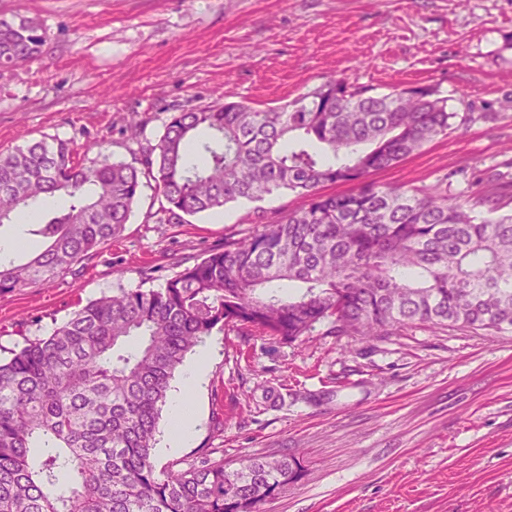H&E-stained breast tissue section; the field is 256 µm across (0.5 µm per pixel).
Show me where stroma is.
I'll return each mask as SVG.
<instances>
[{
  "instance_id": "1",
  "label": "stroma",
  "mask_w": 512,
  "mask_h": 512,
  "mask_svg": "<svg viewBox=\"0 0 512 512\" xmlns=\"http://www.w3.org/2000/svg\"><path fill=\"white\" fill-rule=\"evenodd\" d=\"M34 19L41 56L0 67V152L46 136L140 159L130 114L154 140L176 112L224 101L265 110L327 80L387 93L432 85L454 127L374 173L425 188L495 191L512 211V0H0ZM160 223L143 187L117 240L77 276L0 292V357L48 335L113 289L157 288L225 236L254 225L252 203ZM207 380L191 394L199 426L157 466L207 453L235 466L293 452L302 478L264 512H512V335L404 329L381 342L326 326L294 343L213 332Z\"/></svg>"
}]
</instances>
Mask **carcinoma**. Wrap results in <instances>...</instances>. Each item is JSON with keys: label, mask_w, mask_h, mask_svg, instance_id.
<instances>
[{"label": "carcinoma", "mask_w": 512, "mask_h": 512, "mask_svg": "<svg viewBox=\"0 0 512 512\" xmlns=\"http://www.w3.org/2000/svg\"><path fill=\"white\" fill-rule=\"evenodd\" d=\"M39 25L0 17V66L37 58ZM458 113L432 86L372 95L331 79L268 110L224 102L173 113L140 166L101 151L82 163L49 136L0 152V227L49 196L27 234L43 250L0 260V291L48 284L121 236L145 179L168 224L275 192L161 288H120L0 359V512H260L303 473L293 454L237 467L204 457L157 468L170 381L215 331L293 343L315 325L382 341L414 325L512 333V213L494 194L380 185L371 176L448 135ZM350 190L326 195V184Z\"/></svg>", "instance_id": "cac0c4a2"}]
</instances>
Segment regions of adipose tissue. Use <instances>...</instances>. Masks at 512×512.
<instances>
[{"label":"adipose tissue","instance_id":"1","mask_svg":"<svg viewBox=\"0 0 512 512\" xmlns=\"http://www.w3.org/2000/svg\"><path fill=\"white\" fill-rule=\"evenodd\" d=\"M210 353L209 344H199L193 360L184 369L180 390L174 395L169 406V423L161 444V448L165 452L173 453L182 448L194 431L195 410L185 393L205 379Z\"/></svg>","mask_w":512,"mask_h":512}]
</instances>
